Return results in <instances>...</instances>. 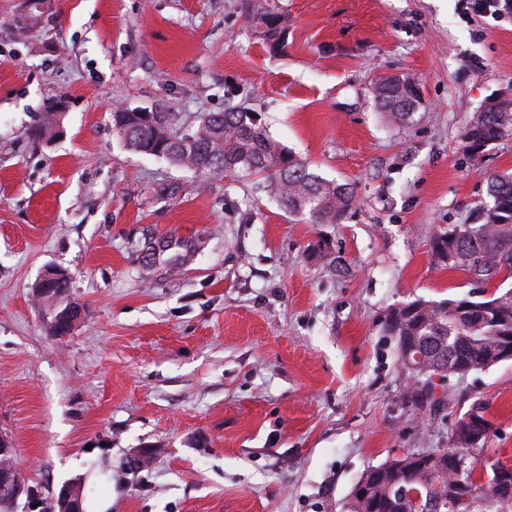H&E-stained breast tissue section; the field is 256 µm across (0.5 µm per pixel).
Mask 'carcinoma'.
I'll return each mask as SVG.
<instances>
[{"mask_svg":"<svg viewBox=\"0 0 512 512\" xmlns=\"http://www.w3.org/2000/svg\"><path fill=\"white\" fill-rule=\"evenodd\" d=\"M248 22L254 32L266 39L285 30L288 17L280 0H243ZM377 109L392 120H407L421 97L417 83L391 84L385 77L373 88ZM64 107L57 103L26 131L33 144H49L63 126ZM112 128L130 151L164 160L183 170L208 176L244 178L259 176L263 188L289 214L311 224H339L352 210L356 198L344 184L327 180L274 140L259 113L245 107L224 112L201 113L185 127L178 126L172 112L158 107L153 112L129 109L112 113ZM512 135V100L503 99L496 109L474 114L462 137L463 149L474 168H479L483 149ZM490 202L477 211L476 222L452 224L433 239L435 261L451 270L478 276L512 272V174L487 175ZM199 249V241L172 234L145 235L138 246L137 259L143 272L169 273L187 264ZM476 305L492 304L501 318L499 327H479L460 311L462 299L427 301L416 299L394 309L385 326L395 339L398 359L411 384L405 399L417 409L438 406L446 397L448 375L436 374L435 366L448 364V337H455L453 364L464 375L496 364L499 336L512 333V292L488 299H466ZM486 439L469 446L470 473L481 469L480 492L469 495L463 489L458 500H448V484L454 474L451 462L405 465L385 470L370 468L362 474L371 486L367 497L353 496L350 512H395L404 502L403 493L416 492L422 502L431 504L428 512H488L486 503L498 494L497 472L508 468V461L482 460Z\"/></svg>","mask_w":512,"mask_h":512,"instance_id":"obj_1","label":"carcinoma"}]
</instances>
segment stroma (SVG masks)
Here are the masks:
<instances>
[{"label":"stroma","mask_w":512,"mask_h":512,"mask_svg":"<svg viewBox=\"0 0 512 512\" xmlns=\"http://www.w3.org/2000/svg\"><path fill=\"white\" fill-rule=\"evenodd\" d=\"M281 2L273 48L242 0H48L21 32L26 0H0V435L42 506L75 483L110 512H347L368 467L451 447L479 402L484 457L512 458V361L450 377L447 405L419 415L385 331L418 298L512 290L431 257L439 229L474 222L487 174L512 170V137L479 171L462 150L474 113L512 99V18H463L461 0ZM393 75L422 96L401 123L373 100ZM57 101L65 136L29 144ZM155 106L250 107L355 208L310 224L255 183L127 150L113 110ZM170 182L181 193L159 196ZM150 231L201 251L146 278ZM51 269L68 293L34 298ZM67 302L83 317L58 338Z\"/></svg>","instance_id":"1"}]
</instances>
